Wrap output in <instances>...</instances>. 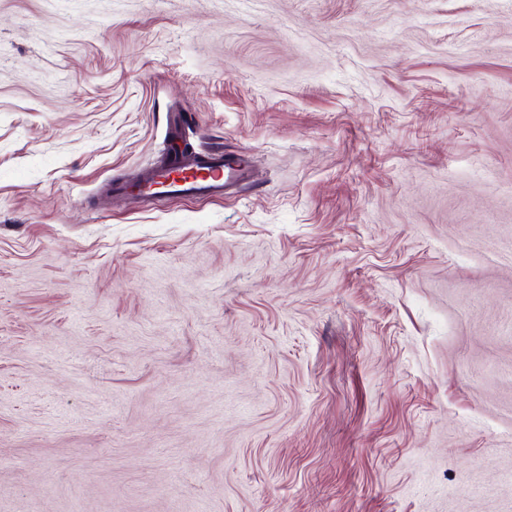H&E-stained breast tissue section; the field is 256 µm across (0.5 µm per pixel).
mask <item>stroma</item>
Listing matches in <instances>:
<instances>
[{
    "mask_svg": "<svg viewBox=\"0 0 512 512\" xmlns=\"http://www.w3.org/2000/svg\"><path fill=\"white\" fill-rule=\"evenodd\" d=\"M0 512H512V0H0ZM160 162L141 176L139 196L146 198H212L237 186L250 176L247 166L240 162H224V155H172L166 154ZM180 172L179 179L171 178Z\"/></svg>",
    "mask_w": 512,
    "mask_h": 512,
    "instance_id": "stroma-1",
    "label": "stroma"
}]
</instances>
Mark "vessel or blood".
Instances as JSON below:
<instances>
[{
  "label": "vessel or blood",
  "instance_id": "vessel-or-blood-1",
  "mask_svg": "<svg viewBox=\"0 0 512 512\" xmlns=\"http://www.w3.org/2000/svg\"><path fill=\"white\" fill-rule=\"evenodd\" d=\"M249 177L243 163L225 162L222 154L170 155L145 172L138 185L141 196L212 198Z\"/></svg>",
  "mask_w": 512,
  "mask_h": 512
}]
</instances>
